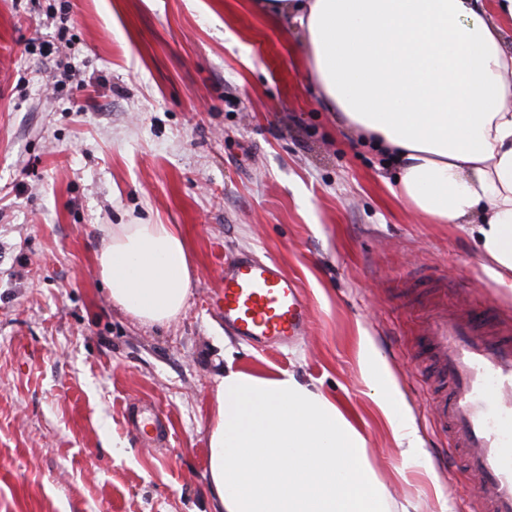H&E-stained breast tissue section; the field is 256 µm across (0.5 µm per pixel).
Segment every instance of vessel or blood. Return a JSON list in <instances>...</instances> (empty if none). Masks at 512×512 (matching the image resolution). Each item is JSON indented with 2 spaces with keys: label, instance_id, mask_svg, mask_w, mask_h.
Listing matches in <instances>:
<instances>
[{
  "label": "vessel or blood",
  "instance_id": "vessel-or-blood-1",
  "mask_svg": "<svg viewBox=\"0 0 512 512\" xmlns=\"http://www.w3.org/2000/svg\"><path fill=\"white\" fill-rule=\"evenodd\" d=\"M223 283L214 306L229 334L283 348L305 336L310 306L277 261L239 253ZM420 334L439 382L434 425L477 485L471 512H512V324L439 298Z\"/></svg>",
  "mask_w": 512,
  "mask_h": 512
}]
</instances>
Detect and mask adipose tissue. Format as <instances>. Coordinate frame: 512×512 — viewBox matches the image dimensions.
I'll return each mask as SVG.
<instances>
[{
	"mask_svg": "<svg viewBox=\"0 0 512 512\" xmlns=\"http://www.w3.org/2000/svg\"><path fill=\"white\" fill-rule=\"evenodd\" d=\"M301 30L324 105L396 168L394 196L468 229L512 288V0H251ZM97 257L113 305L145 326L186 309L192 274L174 224H116ZM208 432L215 512H385L366 442L294 372L224 357Z\"/></svg>",
	"mask_w": 512,
	"mask_h": 512,
	"instance_id": "adipose-tissue-1",
	"label": "adipose tissue"
}]
</instances>
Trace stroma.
I'll return each instance as SVG.
<instances>
[{"label": "stroma", "mask_w": 512, "mask_h": 512, "mask_svg": "<svg viewBox=\"0 0 512 512\" xmlns=\"http://www.w3.org/2000/svg\"><path fill=\"white\" fill-rule=\"evenodd\" d=\"M302 40L250 0H0V512H213L228 346L244 370L335 396L391 501L462 512L473 482L444 462L418 327L438 280L449 303L504 318L512 289L466 230L394 197V170L322 109ZM115 224L179 226L193 284L177 320L146 327L112 305L96 257ZM244 251L301 283L313 318L293 348L217 317L224 261ZM384 391L424 450L408 473ZM143 408L165 442L131 426Z\"/></svg>", "instance_id": "35a3bbf8"}]
</instances>
